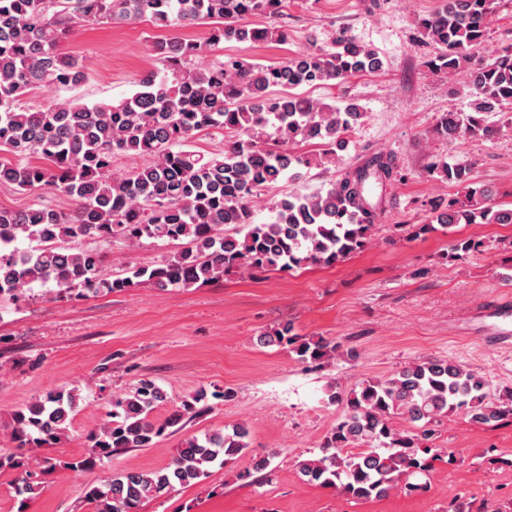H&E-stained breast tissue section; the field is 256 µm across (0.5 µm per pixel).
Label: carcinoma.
<instances>
[{
  "label": "carcinoma",
  "mask_w": 512,
  "mask_h": 512,
  "mask_svg": "<svg viewBox=\"0 0 512 512\" xmlns=\"http://www.w3.org/2000/svg\"><path fill=\"white\" fill-rule=\"evenodd\" d=\"M282 0H0V184L26 192L51 190L74 199L64 213L38 204L24 211L0 207V296L17 297L34 283L52 282L58 292H116L143 283L155 288L205 285L231 269L248 272L330 266L361 252L379 217L368 199V183L393 177L390 159L373 157L346 172L324 193L290 192L272 203L273 216L254 222L251 202L285 180L301 177L310 159L296 146L324 147L333 162L347 150V134L365 116L356 103L342 107L295 93L383 67L378 53L346 34L333 50H318L270 64L241 58L205 68L192 58L214 52L226 42H288V31L275 25L250 26V16L272 17ZM498 0H444L443 7L420 16L415 25L441 51L429 65L436 71L467 66L471 111L444 114L437 133L453 142L491 137L497 129L486 114L512 104V50L475 58L487 39L488 22ZM145 20L156 28L208 26V37L161 40L154 51L163 68L143 76L138 90L118 104L88 105L61 99L37 111L21 100L40 86L81 84L85 67L62 43L84 22L110 24ZM224 131L230 140L221 158L191 150L202 132ZM118 155L149 157L151 162L117 174ZM430 173L465 189V198L419 224L415 235L435 225L512 224V208L483 205L487 190L476 186L465 161L434 163ZM234 225L233 234L224 226ZM189 239L190 247L152 268L131 267L112 280L99 275L96 253L73 251L61 243L85 237ZM38 242L20 249L19 239ZM472 239L452 242L447 257L462 260L479 250ZM264 346L288 344L299 361L321 362L336 355L339 344L324 337L292 334L288 323L260 337ZM489 382L481 373L446 359L402 367L392 376L363 382L344 397L347 410L322 446V456L296 463L301 478L353 499L382 498L428 471L430 426L451 413L487 425L512 414V392L488 399ZM199 391L155 423L151 412L166 402L164 390L143 378L135 391L112 400L108 421L91 431L90 451L66 461H44L31 471L26 451L66 435L76 408L72 391L56 390L25 404L13 415L11 441L0 448V471L17 473L16 495L26 501L43 488L42 477L56 468L93 470L128 448H150L165 430L200 415ZM401 415L421 433L401 432L392 416ZM250 431L187 437L168 466L153 472L128 471L107 476L90 487L86 499L94 512H140L144 503L177 486L201 482L216 461L225 464L248 447Z\"/></svg>",
  "instance_id": "obj_1"
}]
</instances>
